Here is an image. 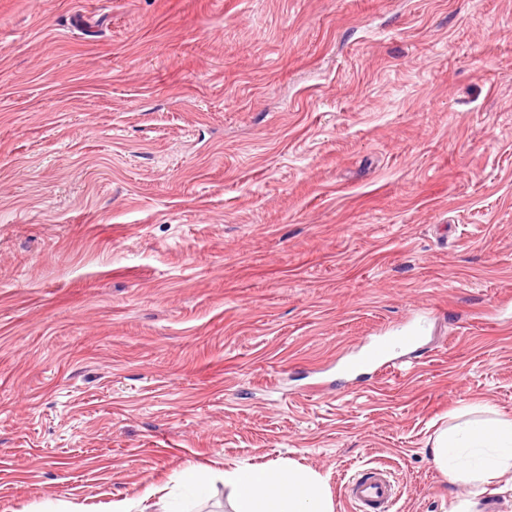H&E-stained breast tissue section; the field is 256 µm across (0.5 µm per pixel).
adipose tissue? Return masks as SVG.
<instances>
[{"label": "adipose tissue", "instance_id": "adipose-tissue-1", "mask_svg": "<svg viewBox=\"0 0 512 512\" xmlns=\"http://www.w3.org/2000/svg\"><path fill=\"white\" fill-rule=\"evenodd\" d=\"M432 451L450 484L472 489L451 512H480L482 497L512 491V418L464 405L456 422L436 434ZM224 485L233 512H333L319 475L291 463L228 468Z\"/></svg>", "mask_w": 512, "mask_h": 512}]
</instances>
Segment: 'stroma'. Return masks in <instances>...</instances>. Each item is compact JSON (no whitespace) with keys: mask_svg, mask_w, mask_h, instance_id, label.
<instances>
[{"mask_svg":"<svg viewBox=\"0 0 512 512\" xmlns=\"http://www.w3.org/2000/svg\"><path fill=\"white\" fill-rule=\"evenodd\" d=\"M508 297L512 0H0V512H228L288 459L450 512ZM417 310L421 362L338 389Z\"/></svg>","mask_w":512,"mask_h":512,"instance_id":"1","label":"stroma"}]
</instances>
